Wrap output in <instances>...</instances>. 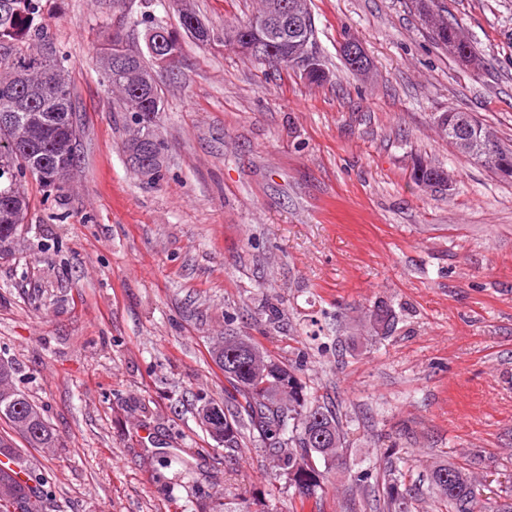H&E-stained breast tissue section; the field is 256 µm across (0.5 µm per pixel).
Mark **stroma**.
<instances>
[{
    "label": "stroma",
    "mask_w": 512,
    "mask_h": 512,
    "mask_svg": "<svg viewBox=\"0 0 512 512\" xmlns=\"http://www.w3.org/2000/svg\"><path fill=\"white\" fill-rule=\"evenodd\" d=\"M444 2L483 70L436 48L410 0H312L317 86L225 46L257 0H189L212 38L182 35L154 72L151 176L128 164L99 47L120 26L144 49L151 23L178 27L173 0H42L80 143L62 187L26 182L32 208L0 260V358L56 433L22 453L44 512H289L263 449L227 455L199 420L224 400L223 336L300 366L348 422L343 463L304 512H367L358 477L392 448L412 512H446L436 462L467 463L486 497L512 476V181L433 124L470 112L512 145V0ZM348 38L368 75L345 67ZM419 158L450 187L416 186ZM380 301L396 321L371 342L362 320Z\"/></svg>",
    "instance_id": "obj_1"
}]
</instances>
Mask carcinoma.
I'll list each match as a JSON object with an SVG mask.
<instances>
[{"label": "carcinoma", "instance_id": "1", "mask_svg": "<svg viewBox=\"0 0 512 512\" xmlns=\"http://www.w3.org/2000/svg\"><path fill=\"white\" fill-rule=\"evenodd\" d=\"M10 7L0 9V113L10 108L11 99H29L28 121L31 139L41 149V158L52 166L59 155L68 156L74 165L77 147L61 138L60 129L79 136L77 107L64 59L42 23V0H7ZM419 21L428 30L438 49L466 68L483 67L474 45L458 24L448 20V11L436 0H411ZM142 76L128 82L101 68L109 87L119 94V111L131 114L135 128L125 148L134 149L150 128L151 115L163 110L160 88L153 77L154 59L142 53L131 59ZM56 70L60 84L48 92H30L15 79L18 71ZM36 156L28 155L15 143L13 132L0 127V243L9 245L16 226L24 223L30 198L22 179L31 176L42 187L49 183L32 171ZM447 171L439 166L413 169V181L419 187L439 186ZM395 314L384 302L369 314L370 331L390 332ZM215 364L224 372L225 386L234 394L224 405L209 403L201 409L202 424L209 435L224 443L231 453L244 438L263 448L298 497L300 507L311 499L320 500L326 474L342 464L347 452V429L342 415L319 401L298 377V369L289 367L264 353L255 344L243 353L231 347L216 346ZM13 364L0 359V420L21 435L31 448H52L56 434L39 408L13 383ZM20 449L9 435H0V512H42L43 495L20 479ZM428 486L448 512H512V488L495 498H480V479L466 466L441 462L430 470ZM374 512H411V496L403 473L386 467L375 479Z\"/></svg>", "mask_w": 512, "mask_h": 512}]
</instances>
